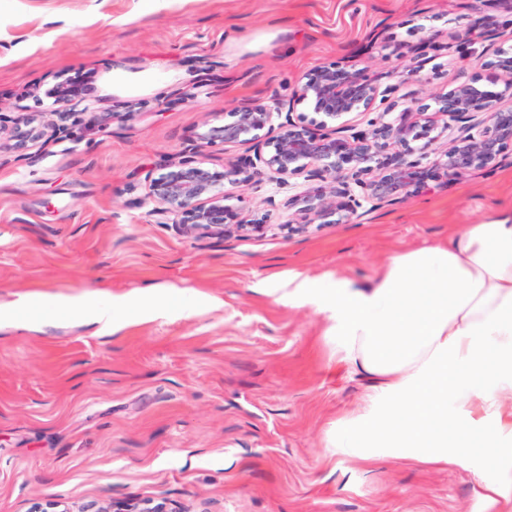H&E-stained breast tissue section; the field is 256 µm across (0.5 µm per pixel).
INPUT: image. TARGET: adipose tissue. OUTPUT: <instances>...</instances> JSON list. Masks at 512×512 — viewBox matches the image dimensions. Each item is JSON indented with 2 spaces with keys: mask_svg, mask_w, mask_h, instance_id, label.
<instances>
[{
  "mask_svg": "<svg viewBox=\"0 0 512 512\" xmlns=\"http://www.w3.org/2000/svg\"><path fill=\"white\" fill-rule=\"evenodd\" d=\"M273 287L334 307V356L369 383L327 447L365 459L376 442L393 457L436 463L481 448L508 459L485 486L488 506L512 505V448L501 445L512 437V411L498 401L512 391V212L396 253L364 288L341 278L317 290L298 277Z\"/></svg>",
  "mask_w": 512,
  "mask_h": 512,
  "instance_id": "1",
  "label": "adipose tissue"
}]
</instances>
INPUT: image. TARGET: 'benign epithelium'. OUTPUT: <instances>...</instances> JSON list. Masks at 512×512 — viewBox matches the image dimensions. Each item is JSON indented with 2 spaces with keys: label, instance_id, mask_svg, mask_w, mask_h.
<instances>
[{
  "label": "benign epithelium",
  "instance_id": "1",
  "mask_svg": "<svg viewBox=\"0 0 512 512\" xmlns=\"http://www.w3.org/2000/svg\"><path fill=\"white\" fill-rule=\"evenodd\" d=\"M498 22L480 19V37L495 40ZM489 66L497 71L503 89L493 91L477 79L458 83L433 98V104L405 103L401 112L390 99L392 86L353 65L319 66L288 98L243 104L222 125L207 124L198 133L201 144L221 142L253 151L222 171H212L198 160L197 146L185 147L161 161L163 170L149 185L146 203L157 224H173L186 236L198 231L225 235L261 227L258 219L226 223L233 190L251 185L268 174L281 187L302 176L318 180L316 191L296 193L284 202L288 223L298 229L308 224H342L369 201L374 207L399 203L425 187L422 161L444 135L450 146L433 167L447 179L475 171H492L512 144V55L498 48ZM59 105L52 132L69 133L68 122L90 94V87L65 75L47 91ZM312 108L318 119L295 121L298 105ZM377 113L364 133L351 131L353 116ZM41 112H25L8 133L0 127V151L23 152L45 135Z\"/></svg>",
  "mask_w": 512,
  "mask_h": 512
}]
</instances>
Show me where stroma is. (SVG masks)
<instances>
[{
	"label": "stroma",
	"mask_w": 512,
	"mask_h": 512,
	"mask_svg": "<svg viewBox=\"0 0 512 512\" xmlns=\"http://www.w3.org/2000/svg\"><path fill=\"white\" fill-rule=\"evenodd\" d=\"M464 0H0V126L54 107L57 75L88 79L69 136L0 154V512L49 499L130 512H491L479 497L501 465L326 447L366 390L337 366L329 313L264 294L269 281L369 284L395 253L484 224L512 204V163L474 172L345 224L288 230L291 179L242 190L238 217L262 232L185 237L155 223L146 175L254 99L288 97L315 67L389 74L397 102L431 103L467 78L489 83L493 48L464 39ZM435 45L417 78L414 45ZM193 87L194 94L179 99ZM135 105L124 121L104 112ZM278 205L270 207L268 196ZM166 311L109 332L60 316L54 296L147 298ZM197 291L189 314L180 293ZM41 296L38 321L10 311Z\"/></svg>",
	"instance_id": "1"
}]
</instances>
